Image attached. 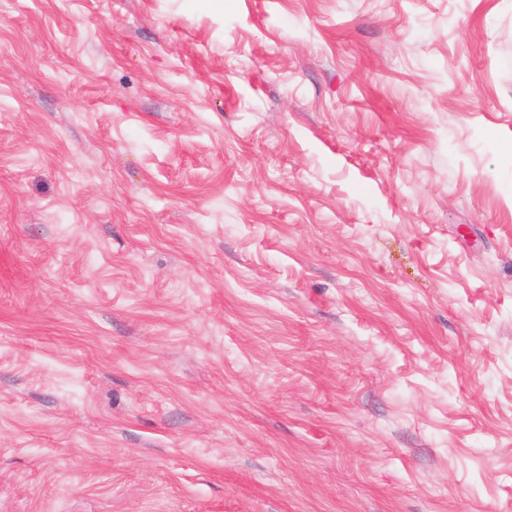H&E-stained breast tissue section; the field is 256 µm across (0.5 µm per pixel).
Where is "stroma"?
<instances>
[{
    "instance_id": "stroma-1",
    "label": "stroma",
    "mask_w": 512,
    "mask_h": 512,
    "mask_svg": "<svg viewBox=\"0 0 512 512\" xmlns=\"http://www.w3.org/2000/svg\"><path fill=\"white\" fill-rule=\"evenodd\" d=\"M0 512H512V0H0Z\"/></svg>"
}]
</instances>
